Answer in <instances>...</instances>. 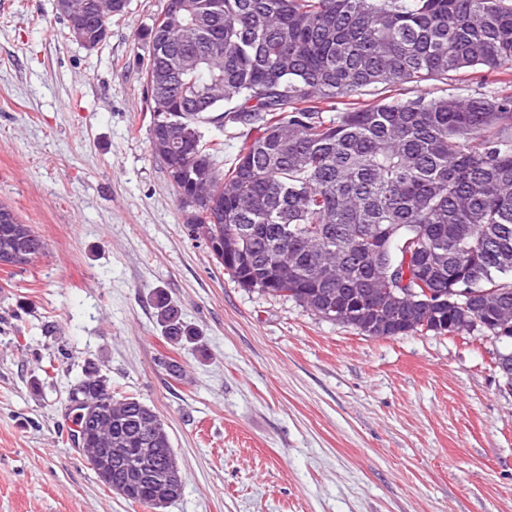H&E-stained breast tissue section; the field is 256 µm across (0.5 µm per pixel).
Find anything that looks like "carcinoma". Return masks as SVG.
Listing matches in <instances>:
<instances>
[{
	"instance_id": "cac0c4a2",
	"label": "carcinoma",
	"mask_w": 512,
	"mask_h": 512,
	"mask_svg": "<svg viewBox=\"0 0 512 512\" xmlns=\"http://www.w3.org/2000/svg\"><path fill=\"white\" fill-rule=\"evenodd\" d=\"M192 43L163 22L145 85L183 113L186 127L240 131L227 170L217 147L186 143L161 156L178 172L180 205L198 175H212L224 220L191 211L195 239L224 240L220 265L238 284L320 309L321 264L336 263L345 296L328 321L368 335L477 331L512 340V87L475 96L398 98L402 86L446 84L461 72L512 73V0H174ZM365 95L372 99L363 103ZM24 239L37 259L44 239L29 224H0V245ZM288 250V287H273L269 259ZM409 276L430 295L404 300ZM165 338H190L167 297L157 296ZM101 415L84 450L123 448L148 474L132 494L150 509L182 495L184 478L150 477L175 457L166 426L149 439L141 421L160 419L134 397H112L89 366L74 386ZM156 449L153 460L140 449Z\"/></svg>"
}]
</instances>
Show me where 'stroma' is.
<instances>
[{
  "label": "stroma",
  "instance_id": "1",
  "mask_svg": "<svg viewBox=\"0 0 512 512\" xmlns=\"http://www.w3.org/2000/svg\"><path fill=\"white\" fill-rule=\"evenodd\" d=\"M164 5L129 0L90 50L54 0H0V202L48 247L0 269V512H150L66 437L90 361L165 422L185 485L163 512H512L500 343L361 335L190 239L144 102ZM160 293L193 334L177 350Z\"/></svg>",
  "mask_w": 512,
  "mask_h": 512
}]
</instances>
